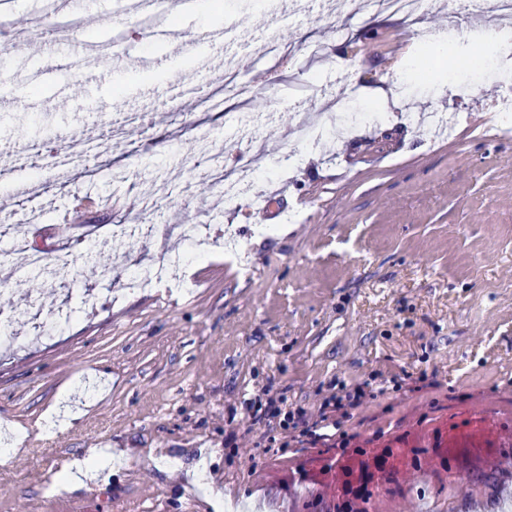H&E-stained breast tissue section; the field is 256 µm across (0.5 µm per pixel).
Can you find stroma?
Masks as SVG:
<instances>
[{
    "mask_svg": "<svg viewBox=\"0 0 512 512\" xmlns=\"http://www.w3.org/2000/svg\"><path fill=\"white\" fill-rule=\"evenodd\" d=\"M171 21L175 33L137 35L118 52L84 24L73 42L91 63L74 75L0 50V66L22 78L0 91V139L75 126L98 144L101 174L71 182L117 205L86 219L111 279L84 270L60 288L33 280L0 293L17 334L0 344V442L26 433L0 463V512H35L47 498L53 512H187L195 495L203 512H226L258 498L259 478L291 475L299 512L301 489L336 454L329 439L352 434L494 453L495 434L512 430V135L489 117L496 78L474 74L462 102L439 93L453 67L420 81L433 46L365 0H224L222 15ZM459 22L435 8L424 20L452 51L483 53L482 20ZM271 38L290 56H262ZM214 42L241 81L273 84L223 90ZM313 42L325 55L311 61ZM216 86L206 109L181 94ZM391 87L399 96L380 121L293 144L297 117L332 121L337 96L360 104ZM132 113L140 123H127ZM106 116L121 135L109 136ZM206 156L235 186L200 178ZM256 193L264 203L253 207ZM120 214L133 235L102 244ZM184 224L207 227L196 253ZM228 229L244 244L233 260ZM162 262L179 264L190 292L126 289L132 272ZM87 295L97 304L85 312ZM31 307L69 317L41 332ZM358 384L364 403L333 413L325 440L287 441V416L312 418ZM102 455L113 465L98 474L97 500L38 482Z\"/></svg>",
    "mask_w": 512,
    "mask_h": 512,
    "instance_id": "obj_1",
    "label": "stroma"
}]
</instances>
